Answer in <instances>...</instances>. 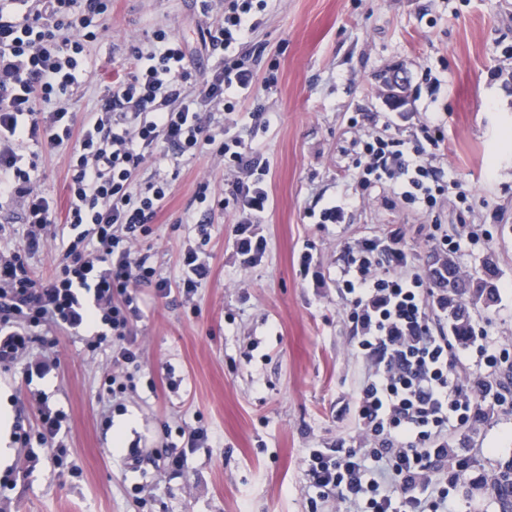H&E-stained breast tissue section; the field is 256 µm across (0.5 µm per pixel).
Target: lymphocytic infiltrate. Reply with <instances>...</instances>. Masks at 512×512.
I'll return each instance as SVG.
<instances>
[{"instance_id": "obj_1", "label": "lymphocytic infiltrate", "mask_w": 512, "mask_h": 512, "mask_svg": "<svg viewBox=\"0 0 512 512\" xmlns=\"http://www.w3.org/2000/svg\"><path fill=\"white\" fill-rule=\"evenodd\" d=\"M266 0H195L211 23L201 48L212 65L192 81L180 40L165 28L120 51L129 73H114L100 106L77 122L70 97L92 68L90 47L108 34L112 0H0V199L19 201V227L0 225V364H23L26 381L57 369V333L80 336L89 352L111 348L113 363H134L132 330L142 316L140 290L179 291L193 300L210 273L204 253L185 245L178 283H170L141 247L170 194L167 174L146 182L138 172L156 156L178 162L209 152L239 204L237 252L242 265L259 261L265 241L256 226L268 207V163L231 132L232 116L250 93L254 71L236 54ZM414 152L403 141L364 142L361 190L391 180L388 202L431 215L448 191L445 172L425 161L446 152L442 120L424 117ZM69 157L70 205L64 223L39 175V149ZM361 239L350 246L339 295L346 305L352 349L367 373L353 397L355 434L310 449L304 474L321 506L333 512H455V491L471 467L451 437L489 406L512 405V351L494 338L448 323L449 277L465 271L435 264L429 277L414 271L399 244ZM55 254L49 279L33 261ZM67 416L31 391L27 416L13 439L27 448L26 471L42 459L62 467Z\"/></svg>"}]
</instances>
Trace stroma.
<instances>
[{"label":"stroma","instance_id":"1","mask_svg":"<svg viewBox=\"0 0 512 512\" xmlns=\"http://www.w3.org/2000/svg\"><path fill=\"white\" fill-rule=\"evenodd\" d=\"M251 59L255 85L237 107L236 135L269 165L266 251L244 267L236 253L237 206L225 197L208 215L206 234L184 223L198 185L225 186L203 153L167 170L171 194L142 241L170 280L179 275L185 243L209 258L210 273L192 301L160 298L143 288L144 316L134 333L138 362L113 368L105 353L63 336L57 374L39 382L67 415L69 454L77 474L49 461L8 491L7 512H312L314 491L304 475L310 449L354 433L344 407L366 371L353 355L337 280L355 241L405 232V247L421 274L444 257L439 243L455 235L460 194H467L469 228L456 261L470 280L489 277L491 298L458 291L475 327L512 350V0H267L257 13ZM163 24L184 45L196 78L200 31L208 21L194 0H112L110 37L91 47L92 74L75 88L77 121L94 112L120 58L113 45L147 38ZM408 75V105L391 110L383 76ZM445 121L448 152L436 158L453 183L428 217L390 206L387 187L357 201L340 224L311 223L310 210L355 192L357 156L352 122L362 133L414 145L423 114ZM65 153H41L40 179L68 208ZM314 261L303 269L301 255ZM126 388V440L140 439L145 460L124 469L113 428L103 420L107 375ZM207 428V444L190 454L182 474L165 472L159 447L179 442V425ZM477 469L498 471L512 461V407L457 434Z\"/></svg>","mask_w":512,"mask_h":512}]
</instances>
